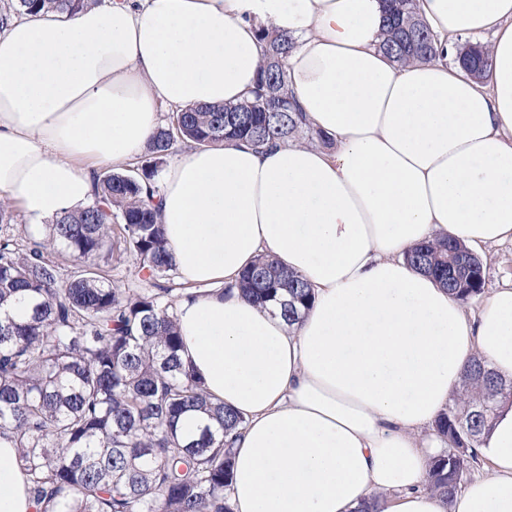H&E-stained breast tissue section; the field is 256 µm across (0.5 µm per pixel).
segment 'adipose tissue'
<instances>
[{"label": "adipose tissue", "instance_id": "adipose-tissue-1", "mask_svg": "<svg viewBox=\"0 0 512 512\" xmlns=\"http://www.w3.org/2000/svg\"><path fill=\"white\" fill-rule=\"evenodd\" d=\"M416 10L444 53L405 66L379 48L384 0H109L0 28V194L33 230L141 154L161 106L249 97L260 28L295 41L288 85L332 146L191 149L159 194L190 289L180 357L245 420L233 512H512L508 400L478 448L484 474L447 506L426 487L469 365L512 379V286L472 319L405 258L437 238L512 243V0ZM487 33L485 79L449 62ZM261 256L311 288L299 322L235 289ZM16 457L0 443V512H31Z\"/></svg>", "mask_w": 512, "mask_h": 512}]
</instances>
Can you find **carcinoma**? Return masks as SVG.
<instances>
[{
    "mask_svg": "<svg viewBox=\"0 0 512 512\" xmlns=\"http://www.w3.org/2000/svg\"><path fill=\"white\" fill-rule=\"evenodd\" d=\"M97 0H17L14 10L76 13ZM252 99L237 105L179 109L147 144L146 160L124 172L94 175L93 202L65 212L40 231L12 223L0 200V309L28 301L29 313L0 316V441L20 449L33 512H232L225 494L232 444L244 418L215 403L180 359L176 310L163 284L175 275L157 209L158 167L183 143L241 139L262 149L306 126L288 88L292 38L262 29ZM381 50L399 65L438 55L414 0H389ZM457 58L476 73L490 66L475 43ZM463 250L445 240L414 248L409 260L467 303L483 293L482 260L453 264ZM129 256L150 287L115 285L109 259ZM254 303L275 302L290 324L310 306L298 276L260 259L239 280ZM464 393L442 412L436 431L450 448L438 455L427 487L453 497L505 381L482 361Z\"/></svg>",
    "mask_w": 512,
    "mask_h": 512,
    "instance_id": "obj_1",
    "label": "carcinoma"
}]
</instances>
